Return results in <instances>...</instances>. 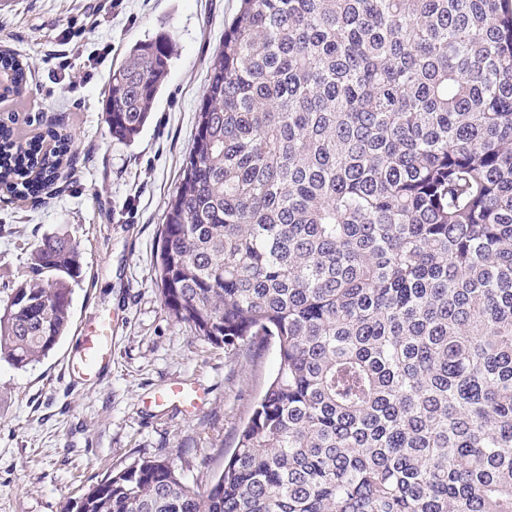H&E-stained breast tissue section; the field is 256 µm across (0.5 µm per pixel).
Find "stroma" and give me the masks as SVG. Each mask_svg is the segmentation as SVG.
<instances>
[{"instance_id":"obj_1","label":"stroma","mask_w":512,"mask_h":512,"mask_svg":"<svg viewBox=\"0 0 512 512\" xmlns=\"http://www.w3.org/2000/svg\"><path fill=\"white\" fill-rule=\"evenodd\" d=\"M95 0H0V52L30 65L23 101L10 104L25 137L61 128L73 164L39 197L0 187V305L30 277V256L48 234L77 245L68 332L39 362H0V512H63L107 471L163 454L192 484L224 467L235 430L276 368L274 346L235 354L193 338L165 310L156 243L196 131L209 62L239 0H123L101 24L64 42ZM168 37L173 59L155 108L135 142L113 138L102 112L112 68L137 41ZM111 45L104 60L96 49ZM68 55L62 79L59 51ZM112 320V372L71 383L64 362L78 332ZM197 384L196 413L154 396Z\"/></svg>"}]
</instances>
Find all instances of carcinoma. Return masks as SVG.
<instances>
[{
    "mask_svg": "<svg viewBox=\"0 0 512 512\" xmlns=\"http://www.w3.org/2000/svg\"><path fill=\"white\" fill-rule=\"evenodd\" d=\"M159 37L112 70L142 131ZM14 93L27 69L0 54ZM0 126V185L53 183L66 135ZM0 310V361L69 328L77 247L45 237ZM169 315L276 369L222 472L143 457L64 512H512V0H241L164 213Z\"/></svg>",
    "mask_w": 512,
    "mask_h": 512,
    "instance_id": "obj_1",
    "label": "carcinoma"
}]
</instances>
